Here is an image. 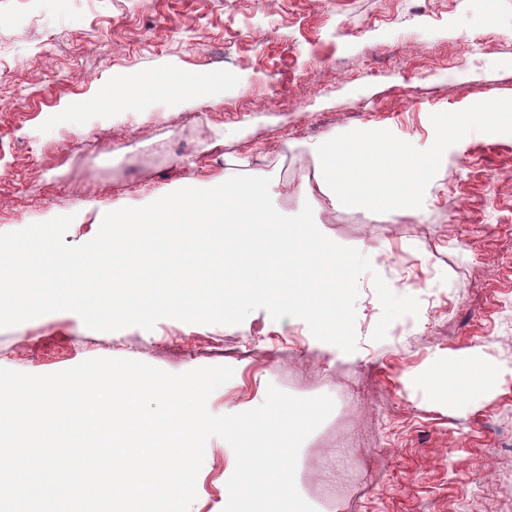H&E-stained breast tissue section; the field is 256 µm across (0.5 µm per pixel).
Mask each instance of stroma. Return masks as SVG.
<instances>
[{
    "label": "stroma",
    "mask_w": 512,
    "mask_h": 512,
    "mask_svg": "<svg viewBox=\"0 0 512 512\" xmlns=\"http://www.w3.org/2000/svg\"><path fill=\"white\" fill-rule=\"evenodd\" d=\"M0 0V233L72 216L71 245L106 213L139 207L226 169L270 178L284 215L356 248L357 349L299 318L253 311L238 325L159 320L87 328L74 313L0 329V368L51 374L94 358L171 374L233 367L211 414L260 405L268 386L335 407L302 444L296 487L316 512H512V135L451 146L421 208L376 214L318 194L320 143L388 130L418 149L430 116L490 93L512 98V0ZM492 39L478 63L467 39ZM285 72V97L259 99ZM199 78L217 79L210 93ZM185 139L191 155L165 151ZM98 141L89 149V141ZM498 190L486 197L487 176ZM420 302L384 340L374 276ZM496 368L462 386L459 365ZM436 372L440 388L423 380ZM230 445L206 444L190 512H223Z\"/></svg>",
    "instance_id": "obj_1"
}]
</instances>
